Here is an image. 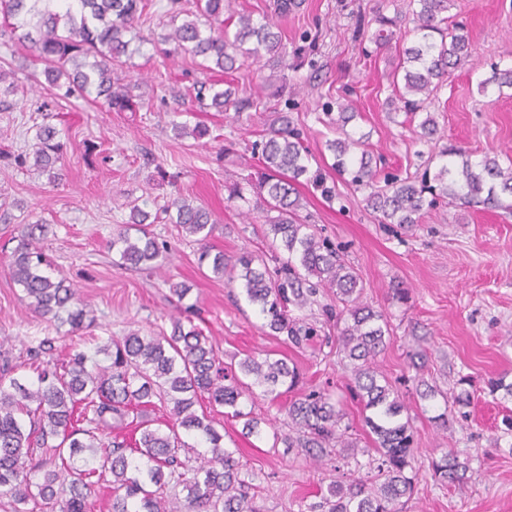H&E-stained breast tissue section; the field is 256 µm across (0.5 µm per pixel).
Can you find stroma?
<instances>
[{"instance_id": "stroma-1", "label": "stroma", "mask_w": 512, "mask_h": 512, "mask_svg": "<svg viewBox=\"0 0 512 512\" xmlns=\"http://www.w3.org/2000/svg\"><path fill=\"white\" fill-rule=\"evenodd\" d=\"M147 3L118 68L140 104L134 112H108L80 97L56 99L41 86L42 67L28 49L0 37V69L14 74L13 87L0 83V365L26 361L28 348L47 337L59 365L74 345L91 353L132 331L162 335L173 321L188 318L209 336L220 361L261 352L295 363L300 391L339 399L360 448L371 449L348 362L336 348V323L322 312L335 297L320 293L317 304L297 312L318 327L315 344L299 349L267 335L248 302L234 304L223 278L199 268L197 243L179 235L164 209L177 196L203 206L216 224L213 250L231 257L246 247L276 268L256 194L247 188L243 199L232 200L226 187L258 170L252 144L264 120L278 112L302 133L317 163L331 162L326 143L336 132L323 115L329 102L350 105L356 114L350 130L363 136L385 174L424 168L435 146L445 144L476 160L512 158V89L484 94L478 87L493 68L512 67V0H454L450 14L466 26L471 46L427 107L437 122L431 145L419 142L414 123L387 105L398 49L415 39L412 21L395 28L388 46L372 40L377 14L408 12L409 0H303L276 21L287 68L248 64L231 75L209 69L202 58L171 53L167 0ZM233 78L260 92L268 106L264 116L198 103L200 86L222 87ZM198 123L209 127V137L197 141L173 130ZM45 124L56 127L63 145L58 184L27 161L36 129ZM336 189L337 200L328 203L299 185V215L338 246L360 277L364 301L388 318L392 340L377 364L403 394L418 432L420 479L406 512H512V430L505 424L512 400L490 395L487 387L497 378L512 383V212L453 203L417 224H382L365 191L341 181ZM136 204L155 216L153 233L171 249L169 261L150 271L119 266L109 247ZM37 221L45 226L40 245L53 268L92 311L88 340L34 313L10 277L21 232ZM171 279L190 285L184 302L170 295ZM398 288L408 289L406 302L394 299ZM463 377L470 381V405L453 407L449 427H436L432 418L443 412L444 395ZM424 383L440 389L441 397L421 399ZM287 405L284 397L257 400L254 414L267 420L260 439L244 436L240 420L215 416L256 487L259 512H310L340 478L335 465L316 464L305 449L273 447L274 434L288 431ZM449 448L468 459L469 470L445 487L434 481L429 463Z\"/></svg>"}]
</instances>
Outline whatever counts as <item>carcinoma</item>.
Wrapping results in <instances>:
<instances>
[{
    "mask_svg": "<svg viewBox=\"0 0 512 512\" xmlns=\"http://www.w3.org/2000/svg\"><path fill=\"white\" fill-rule=\"evenodd\" d=\"M147 6L145 0H0V14L10 37L28 44L43 65L42 74L54 95L89 97L105 110L133 109L130 97L115 90L121 79L114 62L128 52L125 33ZM416 40L402 50L406 94L390 101L395 112L411 119L420 114L419 141L429 142L437 123L427 112V100L441 88L448 69L468 55L470 37L464 25H448L453 0H410ZM269 18L253 19L240 13L224 18V0H199L196 12L165 40L174 53H188L214 63L224 73L238 69L240 59L255 65L273 63L287 68L281 34ZM512 88V68H492L480 81L481 92ZM210 106L219 112L260 111L261 96L238 97L230 87L212 90ZM337 117L327 113L338 137L327 141L333 154L330 168L351 176L350 183L368 191L367 204L383 224H417L425 211L448 203H482L490 208L512 209V163L504 167L498 156L472 160L460 148H442L435 155L437 169L400 178L379 177L363 137L347 130L355 113L337 103ZM58 131L42 126L36 132L34 165L49 173L53 182L63 144ZM262 171L255 184L265 211L266 234L274 259L270 274L262 258L244 249L235 257L211 253L208 240L214 231L210 213L183 197L172 200V221L200 245L198 264L210 265L227 282L239 283L269 334H287L295 346L317 335L308 323L288 319V306L299 309L316 302L323 290L336 295L344 321L337 348L349 359L354 390L364 410L365 425L373 435L377 457L369 458L368 476L354 477L329 487L323 506L327 512H402L401 499L411 498L419 479L416 435L402 414L405 403L399 391L378 370L377 357L387 346L388 323L384 314L362 300V286L354 269L346 265L333 245L310 224L299 222L301 181L310 183L327 201L336 199V185L312 156L303 138L282 116L270 124L261 141L252 146ZM133 221L113 233L110 247L118 264L151 270L167 260V250L149 230L148 212L135 205ZM44 225L29 224L12 252L9 272L22 287L29 306L42 318L67 324L76 333L89 327L88 305L65 279L48 272L50 265L39 247ZM104 363L74 351L62 371L35 367L36 379L11 376L13 368L0 369V494L11 499L13 512H89L95 487L112 475L110 512H255L252 483L242 478L234 450L224 445V435L213 420L195 410L205 400L214 408L231 409L243 421L244 435H260L261 421L246 403L260 397L273 400L279 388L299 382L297 366L288 359L248 355L237 364L219 367L214 345L195 324L177 320L162 336L130 333L96 348ZM93 366H88V362ZM166 418L151 427L147 411ZM293 432L274 436L273 446L305 448L320 460L336 444L356 448L358 441L342 426L345 413L327 393L311 391L288 403ZM201 447L200 464L190 466L181 453ZM54 468L49 469L47 465ZM434 480L442 485L464 478L469 460L453 451L431 460ZM187 489L184 499L166 493L170 482ZM155 490L148 491L146 486Z\"/></svg>",
    "mask_w": 512,
    "mask_h": 512,
    "instance_id": "cac0c4a2",
    "label": "carcinoma"
}]
</instances>
